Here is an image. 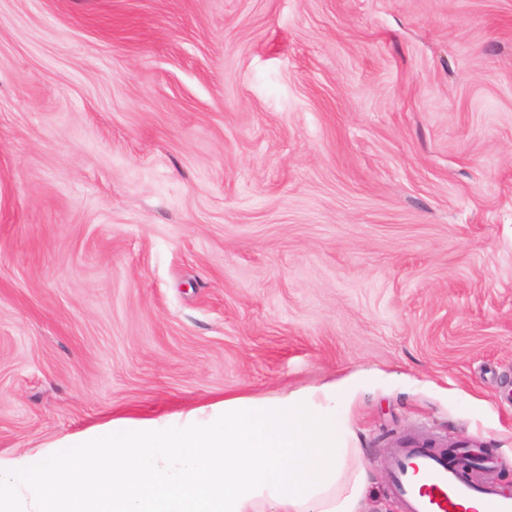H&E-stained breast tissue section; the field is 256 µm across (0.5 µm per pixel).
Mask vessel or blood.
I'll return each mask as SVG.
<instances>
[{"mask_svg":"<svg viewBox=\"0 0 512 512\" xmlns=\"http://www.w3.org/2000/svg\"><path fill=\"white\" fill-rule=\"evenodd\" d=\"M386 467L406 512H512V496L494 485H479L466 478L444 453L416 439L405 440L387 460Z\"/></svg>","mask_w":512,"mask_h":512,"instance_id":"b4317fda","label":"vessel or blood"}]
</instances>
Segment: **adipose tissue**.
<instances>
[{"label":"adipose tissue","instance_id":"adipose-tissue-1","mask_svg":"<svg viewBox=\"0 0 512 512\" xmlns=\"http://www.w3.org/2000/svg\"><path fill=\"white\" fill-rule=\"evenodd\" d=\"M355 385L230 397L176 426L115 418L61 457L0 456V512H364Z\"/></svg>","mask_w":512,"mask_h":512}]
</instances>
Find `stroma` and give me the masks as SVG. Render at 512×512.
Returning <instances> with one entry per match:
<instances>
[{
    "label": "stroma",
    "mask_w": 512,
    "mask_h": 512,
    "mask_svg": "<svg viewBox=\"0 0 512 512\" xmlns=\"http://www.w3.org/2000/svg\"><path fill=\"white\" fill-rule=\"evenodd\" d=\"M355 372L512 483V0H0V453Z\"/></svg>",
    "instance_id": "stroma-1"
}]
</instances>
